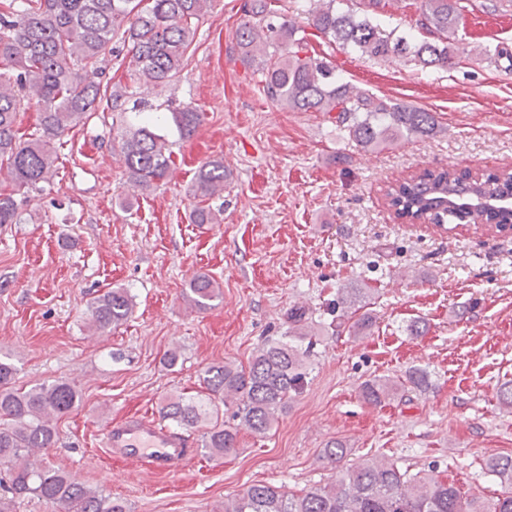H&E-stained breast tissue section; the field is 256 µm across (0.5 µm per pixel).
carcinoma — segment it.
Segmentation results:
<instances>
[{"instance_id": "obj_1", "label": "carcinoma", "mask_w": 512, "mask_h": 512, "mask_svg": "<svg viewBox=\"0 0 512 512\" xmlns=\"http://www.w3.org/2000/svg\"><path fill=\"white\" fill-rule=\"evenodd\" d=\"M0 0V167L7 168L14 188L0 190V226L18 224L22 206L45 190L54 176L55 142L80 121L97 112L123 117L121 154L127 181L150 189L170 175L173 145L161 133L159 117L138 96L142 88L168 87L179 77L192 48L198 24L211 0ZM386 0H358L357 9L342 11L336 0L307 17V26L274 8L272 0H243V19L234 34L233 54L253 69L267 99L282 110L336 113V127L363 149H379L408 138H430L440 132L433 113L412 104L383 99L336 78L329 62L306 55V28L341 49L369 59H398L416 68L446 69L468 54L458 38L463 19L460 0H421L418 40L387 30L375 21ZM128 47L126 85L102 83L105 51L112 43ZM38 112L33 132H18L22 105ZM202 119L187 104L172 113L179 139L189 138ZM224 162L209 160L196 173L199 196L209 200L224 192ZM512 186V172L484 177L470 172L428 171L389 192L404 199L417 218L435 224L465 221L470 212L451 210L432 201L442 194L467 199L480 191L499 197L500 185ZM222 210L198 204L195 224H217ZM191 301L210 308L215 282L206 274L192 280ZM133 310V297L113 288L94 299L88 314L96 332L121 325ZM305 312L288 315L278 339L267 340L248 366L231 363L206 367L200 381L207 398L179 396L162 407L164 419L183 429L205 424L202 446L211 457L235 451L238 427L266 434L288 399L299 393L309 370ZM15 367L0 360V487L14 496L37 499L57 512H127V506L74 474L33 459L55 446L54 421L76 410L75 385L55 380L20 391L13 386ZM431 387L429 373L408 370L398 382L366 380L361 395L378 405L409 391ZM234 408L229 424L221 408ZM347 449L336 441L323 458L338 467ZM488 473L502 491L485 502L466 497L453 485L427 474H410L390 461L353 463L338 471L336 481L300 494L259 483L224 501V512H512V456H492Z\"/></svg>"}]
</instances>
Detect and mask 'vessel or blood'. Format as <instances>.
I'll return each mask as SVG.
<instances>
[{
	"mask_svg": "<svg viewBox=\"0 0 512 512\" xmlns=\"http://www.w3.org/2000/svg\"><path fill=\"white\" fill-rule=\"evenodd\" d=\"M105 441L121 458L137 461L153 473L171 472L194 455L193 444L185 434L149 416L112 422Z\"/></svg>",
	"mask_w": 512,
	"mask_h": 512,
	"instance_id": "b4317fda",
	"label": "vessel or blood"
}]
</instances>
